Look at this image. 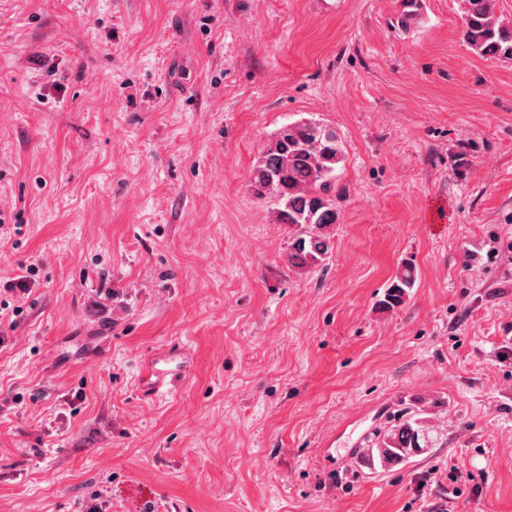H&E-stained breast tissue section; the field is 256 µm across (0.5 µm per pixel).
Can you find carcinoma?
Returning <instances> with one entry per match:
<instances>
[{
    "instance_id": "cac0c4a2",
    "label": "carcinoma",
    "mask_w": 512,
    "mask_h": 512,
    "mask_svg": "<svg viewBox=\"0 0 512 512\" xmlns=\"http://www.w3.org/2000/svg\"><path fill=\"white\" fill-rule=\"evenodd\" d=\"M463 34L471 51L482 57L512 61V24L496 13V0H462ZM344 161L337 131L314 118L277 130L256 159L250 190L259 199L276 201L280 224L293 229L288 263L309 269L324 264L330 252L328 228L338 223L333 197L337 170ZM416 282L406 265L380 300L385 309L401 306ZM429 428L420 418L405 416L389 429L375 448L361 452L367 467L391 470L430 448Z\"/></svg>"
}]
</instances>
